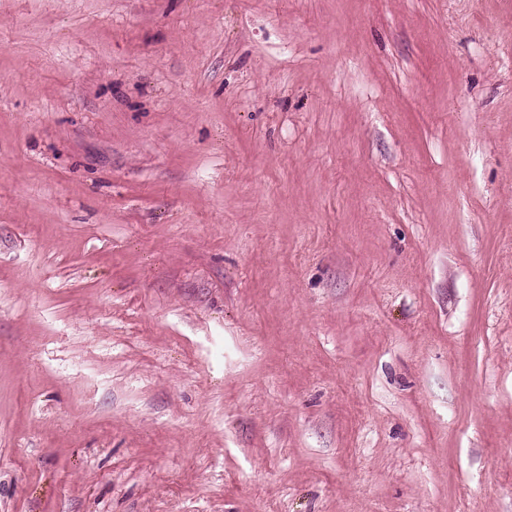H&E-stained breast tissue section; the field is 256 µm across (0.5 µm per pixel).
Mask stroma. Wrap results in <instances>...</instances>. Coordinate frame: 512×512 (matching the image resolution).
I'll list each match as a JSON object with an SVG mask.
<instances>
[{
  "instance_id": "stroma-1",
  "label": "stroma",
  "mask_w": 512,
  "mask_h": 512,
  "mask_svg": "<svg viewBox=\"0 0 512 512\" xmlns=\"http://www.w3.org/2000/svg\"><path fill=\"white\" fill-rule=\"evenodd\" d=\"M0 512H512V0H0Z\"/></svg>"
}]
</instances>
